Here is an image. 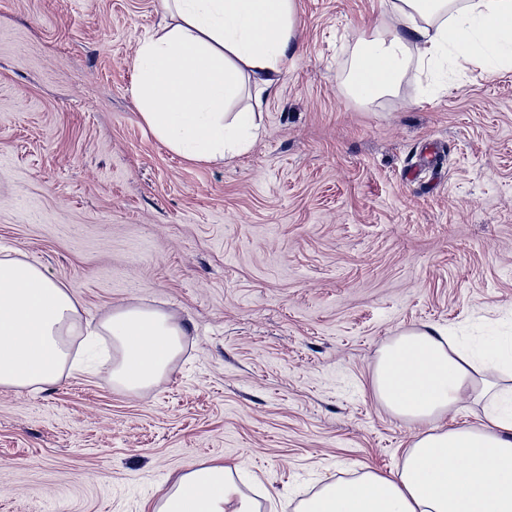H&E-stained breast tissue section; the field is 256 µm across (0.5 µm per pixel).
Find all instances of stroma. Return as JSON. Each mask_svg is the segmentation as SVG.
Here are the masks:
<instances>
[{
	"label": "stroma",
	"mask_w": 512,
	"mask_h": 512,
	"mask_svg": "<svg viewBox=\"0 0 512 512\" xmlns=\"http://www.w3.org/2000/svg\"><path fill=\"white\" fill-rule=\"evenodd\" d=\"M294 63L221 165L142 122L132 87L160 0H0V251L84 315L186 319L169 373L127 395L108 359L0 391V512H148L190 464L238 467L295 512L324 478L389 473L417 431L371 390L380 349L424 324L512 333V66L429 93H343L353 31L386 0H296ZM435 142L437 168L425 167Z\"/></svg>",
	"instance_id": "obj_1"
}]
</instances>
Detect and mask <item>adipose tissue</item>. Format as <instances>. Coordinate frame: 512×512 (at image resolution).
<instances>
[{
  "mask_svg": "<svg viewBox=\"0 0 512 512\" xmlns=\"http://www.w3.org/2000/svg\"><path fill=\"white\" fill-rule=\"evenodd\" d=\"M165 18L138 44L132 88L139 115L171 152L221 163L258 139L256 113L288 71L295 0H162ZM464 60L492 73L512 65V0H387L384 18L356 35L344 88L373 104L395 96L410 66L432 73ZM250 104L235 110L242 95ZM187 321L142 306L97 323L37 266L0 258V389L21 393L79 367L70 342L112 344V387L150 389L183 350ZM371 387L394 417L418 425L401 466L328 480L301 512H512V336L478 351L451 329L423 325L380 351ZM478 424H450L463 403ZM153 512H258L221 462L193 463Z\"/></svg>",
  "mask_w": 512,
  "mask_h": 512,
  "instance_id": "ef3b65f1",
  "label": "adipose tissue"
}]
</instances>
